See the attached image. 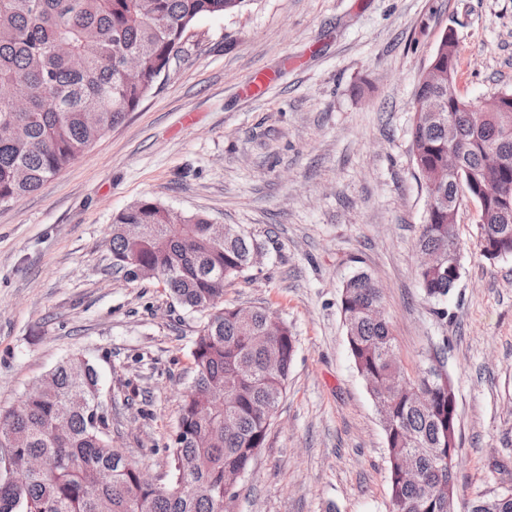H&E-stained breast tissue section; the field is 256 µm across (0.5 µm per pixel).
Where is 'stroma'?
I'll return each mask as SVG.
<instances>
[{
    "label": "stroma",
    "mask_w": 512,
    "mask_h": 512,
    "mask_svg": "<svg viewBox=\"0 0 512 512\" xmlns=\"http://www.w3.org/2000/svg\"><path fill=\"white\" fill-rule=\"evenodd\" d=\"M451 24L459 95L512 90V0H247L198 19L135 112L0 206V411L85 358L113 443L141 471L168 472L199 317L159 281L112 269V220L147 198L257 243L224 302L268 310L295 338L233 512H391L385 432L340 307L361 270L383 289L408 375L445 350L459 503L512 492V257L481 256L466 202L447 302L416 278L426 192L410 152L414 92Z\"/></svg>",
    "instance_id": "stroma-1"
}]
</instances>
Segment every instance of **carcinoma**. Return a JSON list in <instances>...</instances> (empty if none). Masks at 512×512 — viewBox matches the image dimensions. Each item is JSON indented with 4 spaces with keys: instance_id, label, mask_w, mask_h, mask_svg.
<instances>
[{
    "instance_id": "carcinoma-1",
    "label": "carcinoma",
    "mask_w": 512,
    "mask_h": 512,
    "mask_svg": "<svg viewBox=\"0 0 512 512\" xmlns=\"http://www.w3.org/2000/svg\"><path fill=\"white\" fill-rule=\"evenodd\" d=\"M247 0H0V205L37 190L79 159L135 111L194 21L239 11ZM430 63L456 78L458 47L434 52ZM27 92L18 110L4 93ZM507 109L486 120L480 106L454 97L448 79L419 82L418 101L438 96L443 112L431 122L414 118L411 154L425 180L427 208L416 246L438 257L417 269L424 296L444 302L458 278L448 253L462 256L448 203L478 207L477 238L489 260L512 257V91ZM460 149L461 172L447 170L448 149ZM496 152L498 167L485 163ZM126 224L143 225L138 238ZM112 265L131 280L156 279L182 306L204 315L192 357L195 374L179 407L178 432L163 489L143 487L138 468L112 445L98 412L92 364L67 358L21 402L0 413V442L14 463L30 457L44 470L18 486L0 471V512H230L224 473L247 471L265 442L288 380L295 340L288 326L265 336L268 315L247 318L224 305V286L252 264L258 246L237 228L220 229L200 214L182 215L152 200L117 214L110 239ZM341 311L355 367L365 382L386 436L393 512H457V457L448 464L458 414L449 406L450 377L437 372V353L409 378L398 363L381 286L365 271L343 286ZM233 394L224 412L206 407L207 395ZM418 472L410 483L400 473ZM474 512H512V498L480 496Z\"/></svg>"
}]
</instances>
